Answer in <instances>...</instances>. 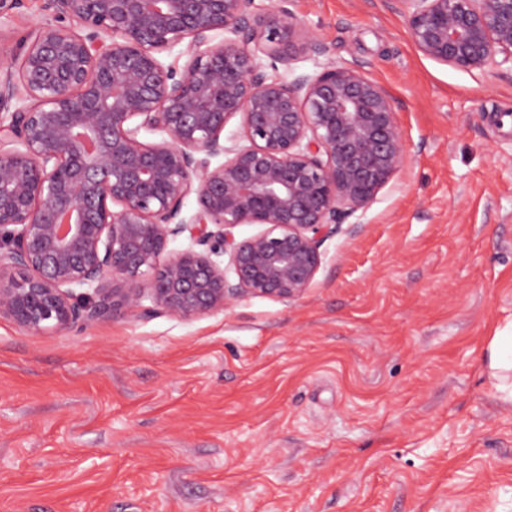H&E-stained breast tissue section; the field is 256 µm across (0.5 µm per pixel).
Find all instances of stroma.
I'll return each instance as SVG.
<instances>
[{"mask_svg":"<svg viewBox=\"0 0 512 512\" xmlns=\"http://www.w3.org/2000/svg\"><path fill=\"white\" fill-rule=\"evenodd\" d=\"M396 101L406 157L292 301L33 334L0 318V512H512V67L418 51L386 0H292ZM45 0L0 22L10 59ZM483 362L489 375L497 381V388L507 390L511 383H507L509 376L506 374L512 371V323L497 327L494 335L491 336L487 347L483 352Z\"/></svg>","mask_w":512,"mask_h":512,"instance_id":"obj_1","label":"stroma"}]
</instances>
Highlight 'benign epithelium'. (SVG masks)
Returning <instances> with one entry per match:
<instances>
[{"instance_id": "1", "label": "benign epithelium", "mask_w": 512, "mask_h": 512, "mask_svg": "<svg viewBox=\"0 0 512 512\" xmlns=\"http://www.w3.org/2000/svg\"><path fill=\"white\" fill-rule=\"evenodd\" d=\"M387 2L436 62L512 63V0ZM287 4L46 0L75 27H34L0 66V317L42 333L137 314L148 296L192 319L311 287L323 241L376 200L406 146L362 66L296 71L327 49ZM177 46L179 71L160 59ZM237 116L245 144L227 147ZM239 224L264 229L238 241ZM186 232L204 249H170Z\"/></svg>"}]
</instances>
